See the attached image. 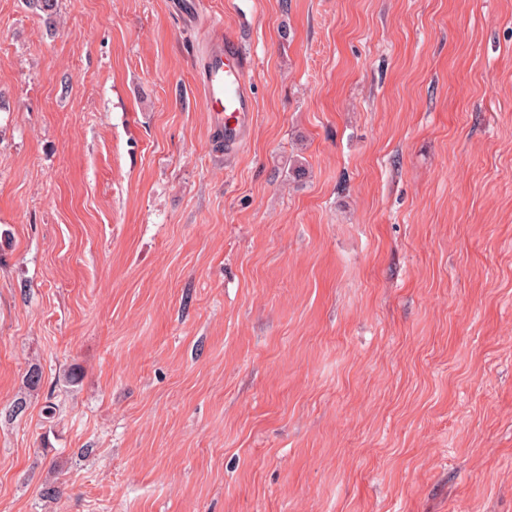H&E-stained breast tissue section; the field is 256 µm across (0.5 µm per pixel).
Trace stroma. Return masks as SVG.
<instances>
[{"label": "stroma", "mask_w": 512, "mask_h": 512, "mask_svg": "<svg viewBox=\"0 0 512 512\" xmlns=\"http://www.w3.org/2000/svg\"><path fill=\"white\" fill-rule=\"evenodd\" d=\"M171 2L0 0V512H512V0ZM207 112L224 132V149L239 147L253 119L255 103L246 59L231 37L212 41L201 64Z\"/></svg>", "instance_id": "35a3bbf8"}]
</instances>
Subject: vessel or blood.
<instances>
[{
  "instance_id": "vessel-or-blood-1",
  "label": "vessel or blood",
  "mask_w": 512,
  "mask_h": 512,
  "mask_svg": "<svg viewBox=\"0 0 512 512\" xmlns=\"http://www.w3.org/2000/svg\"><path fill=\"white\" fill-rule=\"evenodd\" d=\"M205 106L224 133V148L240 146L255 112L246 59L238 41H212L201 64Z\"/></svg>"
}]
</instances>
